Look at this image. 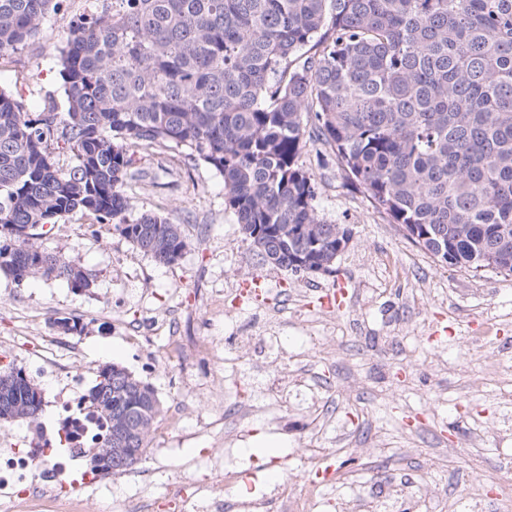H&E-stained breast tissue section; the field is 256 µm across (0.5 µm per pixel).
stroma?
I'll list each match as a JSON object with an SVG mask.
<instances>
[{"label":"stroma","instance_id":"1","mask_svg":"<svg viewBox=\"0 0 512 512\" xmlns=\"http://www.w3.org/2000/svg\"><path fill=\"white\" fill-rule=\"evenodd\" d=\"M83 0H62L23 49L0 55V89L27 111L53 99L67 109L57 56L66 21ZM143 174L128 188L134 213H160L181 225L187 247L165 266L154 262L110 224L71 214L45 226L42 247L82 267L90 290L66 281L0 275V342L8 363L40 388L58 387L41 354L58 336L51 315L80 316L86 330L70 336L68 381L88 391L108 364L125 367L156 391L163 416L188 408L180 431L150 434L141 466L154 470L164 494L173 469L211 476L207 450L230 425L235 401L277 381L285 394L273 415L245 423L236 454L243 479L236 491L272 498L277 485L303 488L312 478L298 448H323L343 436L348 448H377L381 463L345 464L362 474L360 492L385 479L425 474L448 499L465 494L473 456L456 464L444 449L479 444L486 455L512 453V374L497 367L512 354V275L465 270L435 260L374 209L362 189L347 184L327 146L310 139L301 162L317 187L319 218L352 232L332 272L293 274L264 262L224 206V184L207 164L175 148L140 151ZM343 286V308L326 295ZM276 325L277 369L262 356L219 365L216 358H167L146 349L153 336H209L223 350L258 326ZM206 412L198 425L194 410Z\"/></svg>","mask_w":512,"mask_h":512}]
</instances>
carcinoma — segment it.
Masks as SVG:
<instances>
[{
	"label": "carcinoma",
	"instance_id": "carcinoma-1",
	"mask_svg": "<svg viewBox=\"0 0 512 512\" xmlns=\"http://www.w3.org/2000/svg\"><path fill=\"white\" fill-rule=\"evenodd\" d=\"M55 0H0V52L21 49ZM68 99L28 112L0 90V272L93 281L36 244L75 212L115 224L163 265L179 224L132 214L135 150L180 148L213 168L224 205L270 264L336 260L340 226L317 214L306 138L413 241L451 266L512 275V0H94L57 58ZM70 164H65V159ZM101 368L86 394L108 447L119 411L141 454L158 422L152 386ZM0 423L36 422L44 393L22 372Z\"/></svg>",
	"mask_w": 512,
	"mask_h": 512
}]
</instances>
